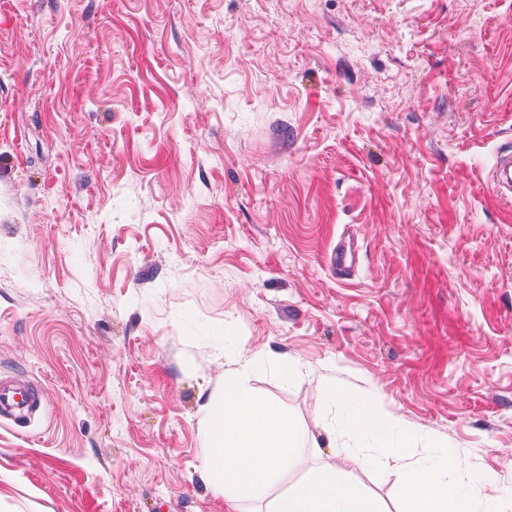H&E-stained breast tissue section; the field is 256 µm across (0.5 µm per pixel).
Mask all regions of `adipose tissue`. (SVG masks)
Here are the masks:
<instances>
[{"instance_id":"ef3b65f1","label":"adipose tissue","mask_w":512,"mask_h":512,"mask_svg":"<svg viewBox=\"0 0 512 512\" xmlns=\"http://www.w3.org/2000/svg\"><path fill=\"white\" fill-rule=\"evenodd\" d=\"M253 362L241 358L225 374L200 409L203 431L200 470L224 494L230 512H240L243 492H264L272 476L289 467L302 447L300 428L275 401L256 395L250 385ZM352 428L375 436V460L393 458L405 470L399 512H476L468 491L449 482L459 468L451 455L427 464L413 461L405 439L395 436L394 422L366 410L351 418ZM274 512H383L362 489L346 483L340 469L321 466L283 495Z\"/></svg>"}]
</instances>
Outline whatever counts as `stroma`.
<instances>
[{"label": "stroma", "instance_id": "obj_1", "mask_svg": "<svg viewBox=\"0 0 512 512\" xmlns=\"http://www.w3.org/2000/svg\"><path fill=\"white\" fill-rule=\"evenodd\" d=\"M508 145L512 0H0V374L44 401L0 512H226L198 420L243 356L303 447L242 512L346 454L396 512L349 402L512 512ZM508 168L506 179L501 172ZM491 182L497 198L506 205L512 202V150L510 147L500 148L496 163L491 171Z\"/></svg>", "mask_w": 512, "mask_h": 512}]
</instances>
